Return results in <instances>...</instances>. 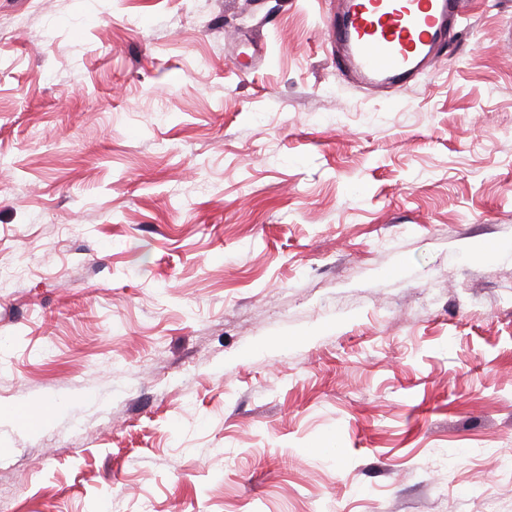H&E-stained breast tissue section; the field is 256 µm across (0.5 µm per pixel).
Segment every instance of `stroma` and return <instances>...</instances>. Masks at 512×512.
Segmentation results:
<instances>
[{"mask_svg": "<svg viewBox=\"0 0 512 512\" xmlns=\"http://www.w3.org/2000/svg\"><path fill=\"white\" fill-rule=\"evenodd\" d=\"M335 10L0 0V512H512V0ZM331 38L343 51L336 68L369 88L422 73L448 27L472 0H337Z\"/></svg>", "mask_w": 512, "mask_h": 512, "instance_id": "35a3bbf8", "label": "stroma"}]
</instances>
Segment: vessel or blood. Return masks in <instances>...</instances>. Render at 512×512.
I'll return each instance as SVG.
<instances>
[{
  "mask_svg": "<svg viewBox=\"0 0 512 512\" xmlns=\"http://www.w3.org/2000/svg\"><path fill=\"white\" fill-rule=\"evenodd\" d=\"M472 0H338L329 22L336 68L369 88L422 73L448 27Z\"/></svg>",
  "mask_w": 512,
  "mask_h": 512,
  "instance_id": "vessel-or-blood-1",
  "label": "vessel or blood"
}]
</instances>
